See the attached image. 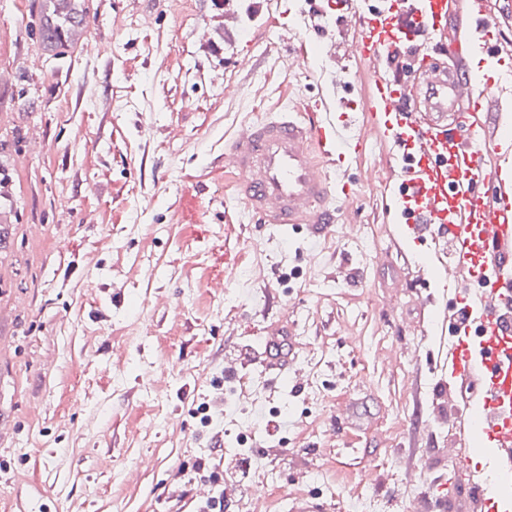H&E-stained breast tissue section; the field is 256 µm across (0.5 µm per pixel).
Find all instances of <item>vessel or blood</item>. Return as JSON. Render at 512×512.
I'll return each mask as SVG.
<instances>
[{"instance_id":"b4317fda","label":"vessel or blood","mask_w":512,"mask_h":512,"mask_svg":"<svg viewBox=\"0 0 512 512\" xmlns=\"http://www.w3.org/2000/svg\"><path fill=\"white\" fill-rule=\"evenodd\" d=\"M487 0H338L341 30H355L349 55L362 65L368 90L362 104L323 97L274 110L244 124L224 153L238 174L236 191L264 223L317 235L330 225L329 200L353 197L345 166L368 137L382 145L390 166L384 192L416 244L453 246L440 271L449 285L433 316V332L447 337L442 362L455 383L448 400L457 411L456 447L448 456L458 474L474 437L496 451L492 480L512 481V115L490 112L503 89L497 74H478L473 55L512 69V42L500 40L499 20ZM43 37L55 55L71 56L82 43L63 11ZM453 48L449 65L432 49ZM406 58L408 74L396 71ZM251 359L269 380L293 369L296 343L287 319L262 330ZM479 396L482 410L469 402ZM326 499L300 491L288 512H334Z\"/></svg>"}]
</instances>
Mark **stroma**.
Listing matches in <instances>:
<instances>
[{"mask_svg": "<svg viewBox=\"0 0 512 512\" xmlns=\"http://www.w3.org/2000/svg\"><path fill=\"white\" fill-rule=\"evenodd\" d=\"M43 3L0 0V419L14 429L0 440V512L34 498L57 512H199L195 490L215 476L198 462L247 430L281 478L270 512L311 490L318 467L335 512L371 467L385 512L420 493L458 512L449 493L471 499L474 484L449 486L455 469L421 420L430 383L445 380L428 365L444 290L420 271L421 247L401 241L394 265L370 266L335 231L260 223L224 166L243 121L328 89L335 63L287 65L280 39L288 23L317 40L309 0H89L93 52L75 61L41 54ZM383 174L368 143L335 222L384 249ZM408 274L429 286L424 314L410 294L388 307L392 277ZM284 313L305 325L298 365L329 386L325 402L288 376L267 388L255 364L237 376L261 395L235 420L212 410L226 352ZM341 401L359 425L347 446L329 427ZM388 454L406 477L377 468ZM134 466L138 482L125 481Z\"/></svg>", "mask_w": 512, "mask_h": 512, "instance_id": "obj_1", "label": "stroma"}]
</instances>
